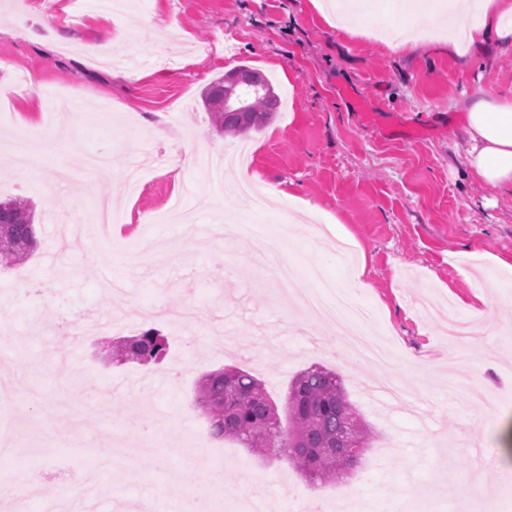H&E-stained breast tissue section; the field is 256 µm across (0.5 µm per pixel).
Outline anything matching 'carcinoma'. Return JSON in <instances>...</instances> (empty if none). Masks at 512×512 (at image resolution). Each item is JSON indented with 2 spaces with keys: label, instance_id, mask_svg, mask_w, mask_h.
Masks as SVG:
<instances>
[{
  "label": "carcinoma",
  "instance_id": "cac0c4a2",
  "mask_svg": "<svg viewBox=\"0 0 512 512\" xmlns=\"http://www.w3.org/2000/svg\"><path fill=\"white\" fill-rule=\"evenodd\" d=\"M240 71L245 82L236 92L247 101L245 111L224 107L222 78L203 94L214 126L225 134H245L264 126L280 105L265 75L246 66ZM36 247L32 207L22 199L0 200V266L24 263ZM165 352L166 339L154 329L124 338L112 347L118 360L143 365L159 361ZM196 402L205 412L213 436L234 438L260 456H287L314 487L337 481L355 465L343 459L341 441L366 449L373 439L370 427L348 400L342 379L322 366H311L292 380L285 425L262 382L238 368L205 374L197 387Z\"/></svg>",
  "mask_w": 512,
  "mask_h": 512
}]
</instances>
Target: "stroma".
<instances>
[{
  "mask_svg": "<svg viewBox=\"0 0 512 512\" xmlns=\"http://www.w3.org/2000/svg\"><path fill=\"white\" fill-rule=\"evenodd\" d=\"M147 24L124 25L119 13L102 20L93 0H0V133L28 130L46 139L33 172L0 163V198L30 201L39 247L21 266L0 269V416L17 418L22 437L0 471L34 466L44 503L66 505V477L96 466L100 447L124 431L140 447L134 461L114 460L103 473L87 512L151 507L194 512L209 498L210 512L245 493L272 498L279 512H329L333 497L355 494L367 512H384L403 498L405 512H469L459 489L482 482L486 508L512 512V491L501 490L512 454L497 455L512 422V344L499 322L512 299V191L465 176L468 143L459 130L463 104L485 89L512 97V46L492 41L464 54L449 53L447 27L433 5L404 15L397 0H374L369 16L336 26L334 0H128ZM436 40L393 52L384 38L401 21ZM130 43L134 61L123 69L88 61L84 43L115 38ZM268 76L282 103L275 118L243 136L219 132L203 106V91L240 66ZM32 90L14 93L18 76ZM73 99L82 113L69 137L50 139L44 89ZM198 143L219 152L243 145L259 191L282 197L264 212L228 180L214 197L208 176L170 171L174 154ZM89 152H109L118 169L151 157L137 189L123 177L89 184L80 171ZM105 198L128 222L115 236L142 238L173 199L192 224H152L155 236L180 254L170 265L148 256L135 266L106 262V245L88 228ZM320 217L316 228L296 225L300 201ZM254 224L259 236L228 239L215 232L226 212ZM81 225L80 238L58 264L54 249L63 225ZM298 271L321 266L334 283L348 281L364 263L362 287L352 295L372 310L367 332L396 355L380 369L340 347L335 328L279 303L261 284L255 252L265 240ZM484 294L487 304L477 303ZM452 302L471 322L462 349L470 369L486 360L502 402H475L480 386H452L444 318L426 315L420 301ZM197 303L201 319L180 328L155 320L151 309ZM125 316V335L154 328L168 350L139 365L110 357L113 337L90 334L79 342L55 334L36 337L41 321L92 324ZM318 364L344 381L350 402L374 432L370 447L344 481L311 489L285 460L264 459L242 444L210 438L211 455L193 464L185 437L208 435L195 407L196 388L209 371L234 366L262 381L277 405L307 367ZM399 378L407 402L421 416L387 408L370 395L381 374Z\"/></svg>",
  "mask_w": 512,
  "mask_h": 512,
  "instance_id": "35a3bbf8",
  "label": "stroma"
}]
</instances>
